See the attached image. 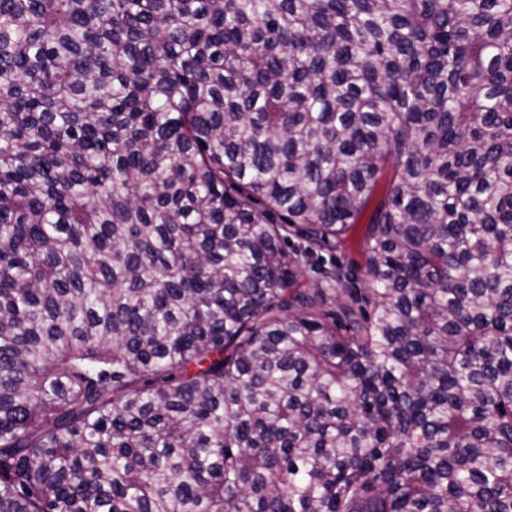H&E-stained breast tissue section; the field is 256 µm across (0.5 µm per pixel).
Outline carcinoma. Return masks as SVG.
<instances>
[{
	"mask_svg": "<svg viewBox=\"0 0 512 512\" xmlns=\"http://www.w3.org/2000/svg\"><path fill=\"white\" fill-rule=\"evenodd\" d=\"M0 512H512V0H0ZM386 180L387 177H383L378 185L376 196L371 203L368 211L365 213V215L358 221L357 224H354L352 228L350 229L347 240L343 246L342 251L336 252L335 254H325L323 253V260L324 264L326 266H329L330 262L335 261V256L344 263H354L359 264L360 266H363L364 264V256H363V237L366 229V223L368 220L370 209L374 206V204L379 199L380 193L383 191V189L386 187Z\"/></svg>",
	"mask_w": 512,
	"mask_h": 512,
	"instance_id": "1",
	"label": "carcinoma"
}]
</instances>
